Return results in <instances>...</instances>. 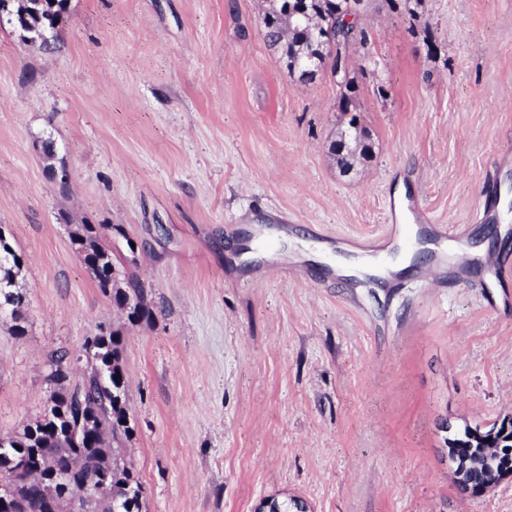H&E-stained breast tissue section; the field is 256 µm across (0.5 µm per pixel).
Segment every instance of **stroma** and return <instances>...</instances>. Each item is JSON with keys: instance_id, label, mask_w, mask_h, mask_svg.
<instances>
[{"instance_id": "1", "label": "stroma", "mask_w": 512, "mask_h": 512, "mask_svg": "<svg viewBox=\"0 0 512 512\" xmlns=\"http://www.w3.org/2000/svg\"><path fill=\"white\" fill-rule=\"evenodd\" d=\"M264 8L69 0L47 49L0 25V231L25 260L27 328L0 320V437L42 413L56 352L123 322L70 241L109 224L154 312L123 353L147 512H512V476L472 496L446 446L512 415L503 288L478 257L427 281L417 242L406 273L363 255L400 191L468 248L512 254V0H425L434 56L407 16L365 17L374 155L346 174L327 153L336 87L290 79ZM277 219L291 232L255 252L253 225ZM346 260L357 275L327 278Z\"/></svg>"}]
</instances>
